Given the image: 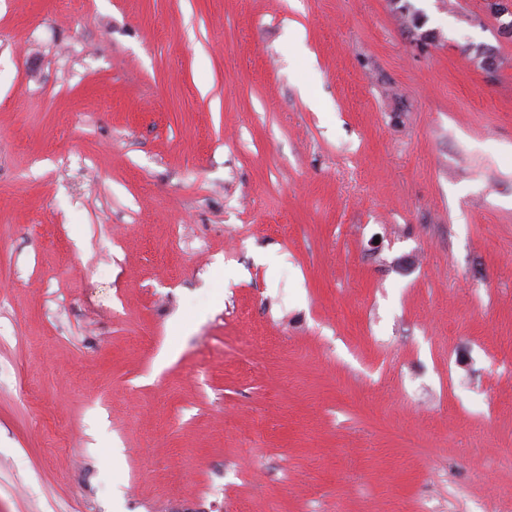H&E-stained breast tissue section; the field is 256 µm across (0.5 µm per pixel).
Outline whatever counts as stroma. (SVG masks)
Returning a JSON list of instances; mask_svg holds the SVG:
<instances>
[{"label":"stroma","instance_id":"obj_1","mask_svg":"<svg viewBox=\"0 0 512 512\" xmlns=\"http://www.w3.org/2000/svg\"><path fill=\"white\" fill-rule=\"evenodd\" d=\"M407 2L0 0V512H498L512 39Z\"/></svg>","mask_w":512,"mask_h":512}]
</instances>
